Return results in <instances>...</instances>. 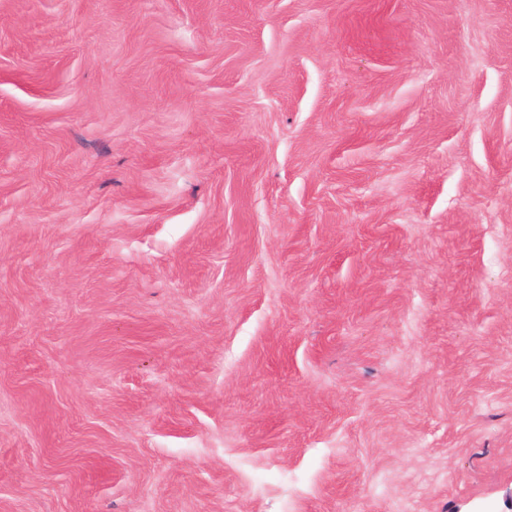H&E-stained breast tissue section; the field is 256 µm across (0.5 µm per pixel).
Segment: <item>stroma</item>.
<instances>
[{"mask_svg":"<svg viewBox=\"0 0 512 512\" xmlns=\"http://www.w3.org/2000/svg\"><path fill=\"white\" fill-rule=\"evenodd\" d=\"M0 512H512V0H0Z\"/></svg>","mask_w":512,"mask_h":512,"instance_id":"1","label":"stroma"}]
</instances>
